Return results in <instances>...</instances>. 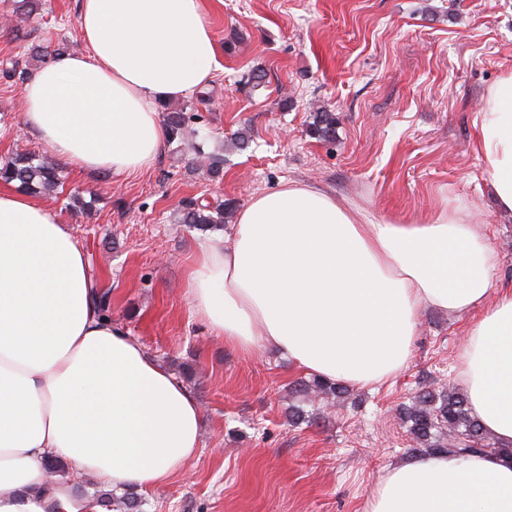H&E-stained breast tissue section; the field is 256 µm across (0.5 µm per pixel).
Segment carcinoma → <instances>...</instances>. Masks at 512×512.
<instances>
[{
    "instance_id": "cac0c4a2",
    "label": "carcinoma",
    "mask_w": 512,
    "mask_h": 512,
    "mask_svg": "<svg viewBox=\"0 0 512 512\" xmlns=\"http://www.w3.org/2000/svg\"><path fill=\"white\" fill-rule=\"evenodd\" d=\"M41 7L40 0H11L12 15L20 19L34 17ZM165 121L171 140L180 139L186 134L188 123L185 112L172 111L166 114ZM335 128L336 117L323 110L318 113L310 134L327 140L333 137ZM0 179L8 183L16 182L19 188L32 195H49L60 186L59 166L41 160L34 154H13L0 163ZM235 211L236 204L229 200L213 206L189 197L179 205L180 223L199 230L224 228V224L232 221ZM292 388L306 396L311 393L336 396L347 392L346 385L342 383L318 379L301 380ZM402 414L411 439L428 454L512 455L511 449L498 446L496 440L471 415L466 394L458 388L421 389L412 397L411 403L402 408ZM96 502L106 509L116 504L123 512H139L141 506L137 497L128 494L123 497L101 494Z\"/></svg>"
}]
</instances>
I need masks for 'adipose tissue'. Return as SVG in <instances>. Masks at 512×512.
<instances>
[{"label": "adipose tissue", "mask_w": 512, "mask_h": 512, "mask_svg": "<svg viewBox=\"0 0 512 512\" xmlns=\"http://www.w3.org/2000/svg\"><path fill=\"white\" fill-rule=\"evenodd\" d=\"M84 50L22 88L24 129L63 161L123 179L169 133L158 102L207 86L219 52L203 0H78ZM498 209L512 211V71L473 121ZM459 213L378 222L288 182L255 193L227 233L197 246L195 313L231 348L271 349L307 374L376 385L407 364L418 314L474 312L460 351L471 414L512 447V288ZM190 389L101 311L86 251L59 210L0 192V512H46L58 482L91 475L154 489L201 446ZM69 464L48 476L51 459ZM366 512H512V458L419 455L392 467Z\"/></svg>", "instance_id": "obj_1"}]
</instances>
